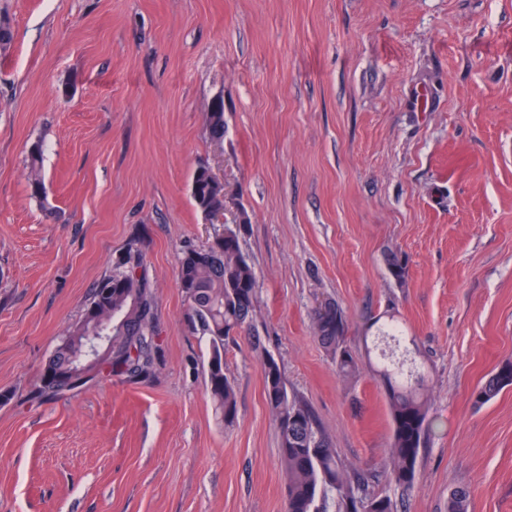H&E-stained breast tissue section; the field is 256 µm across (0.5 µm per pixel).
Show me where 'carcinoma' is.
<instances>
[{
    "instance_id": "carcinoma-1",
    "label": "carcinoma",
    "mask_w": 512,
    "mask_h": 512,
    "mask_svg": "<svg viewBox=\"0 0 512 512\" xmlns=\"http://www.w3.org/2000/svg\"><path fill=\"white\" fill-rule=\"evenodd\" d=\"M210 140L224 142V113L207 114ZM191 196L208 217L224 212V187L205 167L192 177ZM248 219L224 225V232L202 249H188L178 258L179 287L188 303L191 322L209 341L207 390L216 413L224 423L235 422L237 399L234 382L224 368L226 341L251 324L258 304V283L240 240ZM143 258L133 240L126 255L112 272L95 286L80 320L72 325L49 357L41 374L38 396L54 398L63 392L88 387L63 376L71 352L87 346L89 338L100 336L110 351L91 366V378L106 376L139 379L149 376L157 362L155 344V303L150 284L142 270ZM346 319L332 301L315 312L314 335L336 357L337 368L350 373L354 361L345 344ZM413 371L403 376V367L392 369L377 363V373L386 386L392 422V466L389 479L409 488L424 445L428 404L424 366L406 352ZM265 391L280 433V459L288 475L287 512H395L387 496H361V479L345 473L338 449L334 448L308 403L288 391L274 356L265 354ZM512 386V362L499 367L475 393L484 404L504 388ZM469 494L464 488L448 498V512H468Z\"/></svg>"
}]
</instances>
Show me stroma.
<instances>
[{"mask_svg":"<svg viewBox=\"0 0 512 512\" xmlns=\"http://www.w3.org/2000/svg\"><path fill=\"white\" fill-rule=\"evenodd\" d=\"M0 22V512H286L268 353L367 495L448 512L463 487L469 512H512V386L474 399L512 362V0H0ZM417 86L428 111L409 106ZM202 165L224 184L223 223L192 200ZM243 215L258 308L224 352L228 426L178 256ZM133 239L157 370L35 398ZM327 300L350 375L313 332ZM391 320L427 372L407 489L388 479V397L366 348Z\"/></svg>","mask_w":512,"mask_h":512,"instance_id":"1","label":"stroma"}]
</instances>
